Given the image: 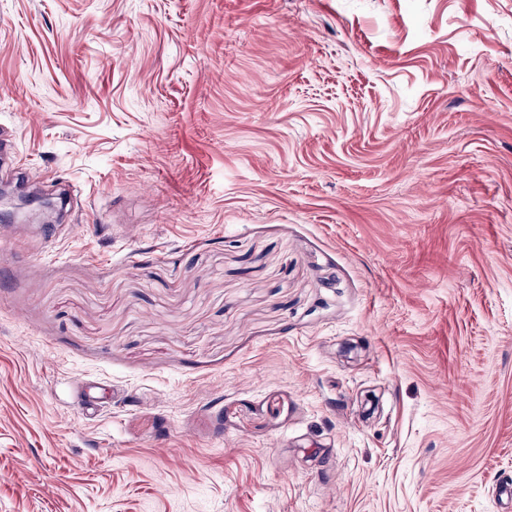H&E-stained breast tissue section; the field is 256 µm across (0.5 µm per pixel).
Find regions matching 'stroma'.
I'll list each match as a JSON object with an SVG mask.
<instances>
[{"label": "stroma", "instance_id": "35a3bbf8", "mask_svg": "<svg viewBox=\"0 0 512 512\" xmlns=\"http://www.w3.org/2000/svg\"><path fill=\"white\" fill-rule=\"evenodd\" d=\"M1 125L0 512H505L512 0H0Z\"/></svg>", "mask_w": 512, "mask_h": 512}]
</instances>
